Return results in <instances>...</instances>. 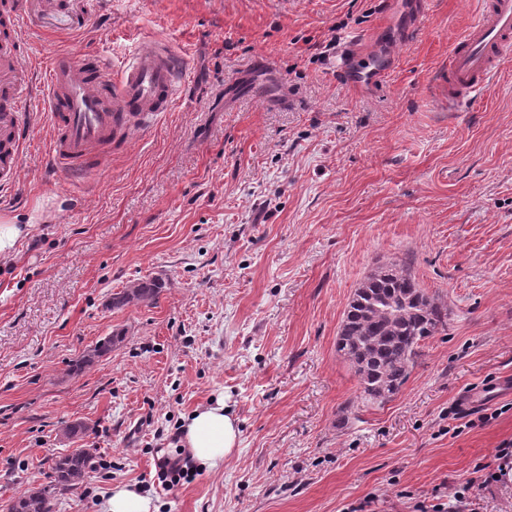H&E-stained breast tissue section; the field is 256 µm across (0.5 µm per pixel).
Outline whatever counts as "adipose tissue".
Segmentation results:
<instances>
[{"mask_svg": "<svg viewBox=\"0 0 512 512\" xmlns=\"http://www.w3.org/2000/svg\"><path fill=\"white\" fill-rule=\"evenodd\" d=\"M193 457L211 469L221 466L238 444V419L224 402L196 409L184 427Z\"/></svg>", "mask_w": 512, "mask_h": 512, "instance_id": "ef3b65f1", "label": "adipose tissue"}]
</instances>
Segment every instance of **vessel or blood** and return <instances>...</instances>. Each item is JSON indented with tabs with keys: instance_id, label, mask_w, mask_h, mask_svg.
<instances>
[{
	"instance_id": "obj_1",
	"label": "vessel or blood",
	"mask_w": 512,
	"mask_h": 512,
	"mask_svg": "<svg viewBox=\"0 0 512 512\" xmlns=\"http://www.w3.org/2000/svg\"><path fill=\"white\" fill-rule=\"evenodd\" d=\"M24 43L17 29L0 35V187L13 184L16 161L27 133L23 123L29 86L19 80L15 59ZM43 101L53 126L48 155L51 168L88 173L103 168V143L147 116L172 111L182 54L164 42L139 47L121 71L98 55L48 45ZM512 59V0H482L476 19L457 38L448 61L436 73L448 90V107L486 91L505 61ZM391 57L356 63L344 58L345 77L354 85L382 83Z\"/></svg>"
}]
</instances>
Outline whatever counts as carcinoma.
<instances>
[{"mask_svg":"<svg viewBox=\"0 0 512 512\" xmlns=\"http://www.w3.org/2000/svg\"><path fill=\"white\" fill-rule=\"evenodd\" d=\"M161 288L158 279L137 282L115 295L112 305L152 300ZM447 327V305L428 295L408 269L391 264L354 293L336 350L355 369L364 400L382 403L406 382L419 342ZM92 468L90 449H74L54 463L51 487L20 496L12 512H52L53 498L77 486Z\"/></svg>","mask_w":512,"mask_h":512,"instance_id":"cac0c4a2","label":"carcinoma"}]
</instances>
